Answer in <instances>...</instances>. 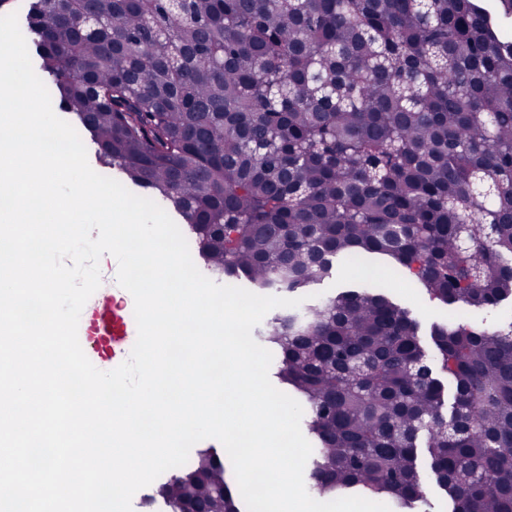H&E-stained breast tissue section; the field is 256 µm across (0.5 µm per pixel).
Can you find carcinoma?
<instances>
[{
	"instance_id": "cac0c4a2",
	"label": "carcinoma",
	"mask_w": 512,
	"mask_h": 512,
	"mask_svg": "<svg viewBox=\"0 0 512 512\" xmlns=\"http://www.w3.org/2000/svg\"><path fill=\"white\" fill-rule=\"evenodd\" d=\"M31 0L56 112L170 203L221 278L295 292L379 254L429 301L512 299V0ZM310 416L322 494L512 512V321L419 322L362 282L257 331ZM197 451L169 512H240ZM424 501L418 502L412 510L403 512H448V502L429 476L424 477Z\"/></svg>"
}]
</instances>
